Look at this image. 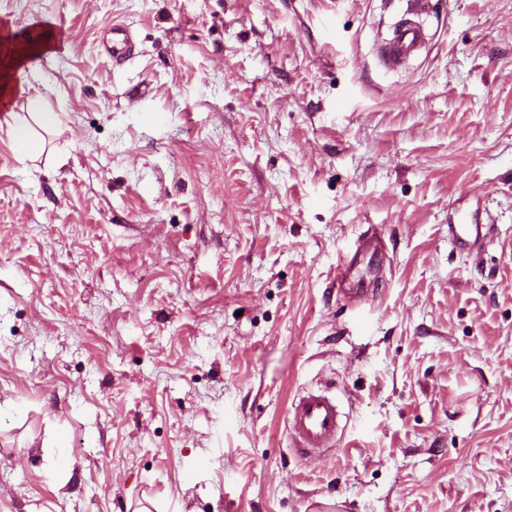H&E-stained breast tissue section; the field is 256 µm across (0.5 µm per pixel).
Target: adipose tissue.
<instances>
[{"mask_svg":"<svg viewBox=\"0 0 512 512\" xmlns=\"http://www.w3.org/2000/svg\"><path fill=\"white\" fill-rule=\"evenodd\" d=\"M53 41V30L44 25L32 27L21 39L16 37L14 26L0 28V105L9 106L15 97L26 96L29 115L15 117L10 134L16 149L29 157L37 156L41 150L37 129L54 128L59 117L43 107L40 95L26 94L16 77L32 68L35 58L45 53Z\"/></svg>","mask_w":512,"mask_h":512,"instance_id":"obj_1","label":"adipose tissue"}]
</instances>
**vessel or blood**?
I'll return each instance as SVG.
<instances>
[{
    "instance_id": "obj_1",
    "label": "vessel or blood",
    "mask_w": 512,
    "mask_h": 512,
    "mask_svg": "<svg viewBox=\"0 0 512 512\" xmlns=\"http://www.w3.org/2000/svg\"><path fill=\"white\" fill-rule=\"evenodd\" d=\"M426 41L424 32L414 25L396 27L386 44L388 65H400L417 54ZM336 285L347 300L368 293L369 284L355 275V262L340 260ZM287 434L294 451L301 456L337 451L343 430L342 413L335 397L322 390H307L293 399L286 415Z\"/></svg>"
}]
</instances>
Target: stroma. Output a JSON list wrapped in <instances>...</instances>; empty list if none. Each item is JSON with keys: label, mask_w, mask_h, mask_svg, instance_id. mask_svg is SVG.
I'll return each instance as SVG.
<instances>
[{"label": "stroma", "mask_w": 512, "mask_h": 512, "mask_svg": "<svg viewBox=\"0 0 512 512\" xmlns=\"http://www.w3.org/2000/svg\"><path fill=\"white\" fill-rule=\"evenodd\" d=\"M412 2L0 0L61 36L43 153L0 112V512H512V0ZM426 41L425 33L417 26L402 25L393 30V36L386 44L385 60L388 65H401L417 54ZM10 127L13 143L23 156L33 158L40 153V141L26 117L15 116L14 123L10 124ZM382 247V238L375 235L370 239L362 241L358 246L356 253L351 259H341L336 267V286L338 292L349 302L368 293L370 282H365L362 278L355 275V266L358 264L361 254H374L377 249ZM356 255V262H354ZM287 434L300 456L335 452L343 430L336 398L322 390H307L293 399L286 415Z\"/></svg>", "instance_id": "stroma-1"}]
</instances>
